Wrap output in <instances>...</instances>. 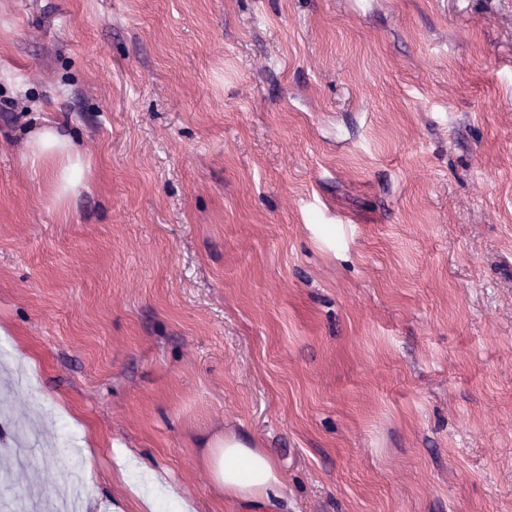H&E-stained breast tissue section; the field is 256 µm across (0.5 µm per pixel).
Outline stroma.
Returning a JSON list of instances; mask_svg holds the SVG:
<instances>
[{
  "instance_id": "stroma-1",
  "label": "stroma",
  "mask_w": 512,
  "mask_h": 512,
  "mask_svg": "<svg viewBox=\"0 0 512 512\" xmlns=\"http://www.w3.org/2000/svg\"><path fill=\"white\" fill-rule=\"evenodd\" d=\"M64 126L55 198L25 143ZM0 502L512 512V0H0ZM276 495L225 494V433ZM26 148V157L33 164L44 162L58 171L57 185L61 193H66L83 179L80 149L59 127L38 132L27 142Z\"/></svg>"
}]
</instances>
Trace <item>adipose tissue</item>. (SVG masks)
I'll return each instance as SVG.
<instances>
[{
    "mask_svg": "<svg viewBox=\"0 0 512 512\" xmlns=\"http://www.w3.org/2000/svg\"><path fill=\"white\" fill-rule=\"evenodd\" d=\"M32 163H46L57 171L60 191H68L83 178L81 152L59 127L43 129L26 145ZM210 472L225 493L237 497H266L277 490L281 481L273 460L235 435H225L213 449Z\"/></svg>",
    "mask_w": 512,
    "mask_h": 512,
    "instance_id": "obj_1",
    "label": "adipose tissue"
}]
</instances>
